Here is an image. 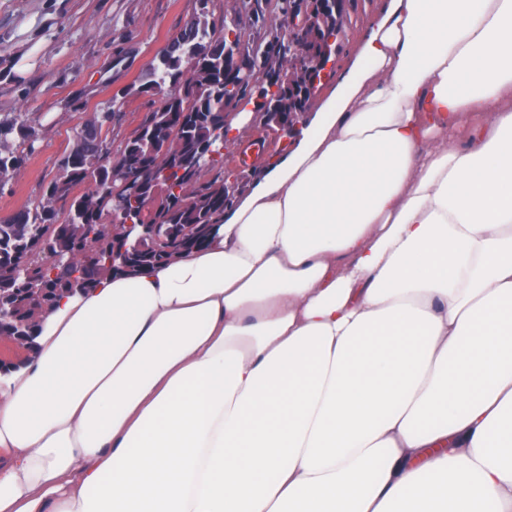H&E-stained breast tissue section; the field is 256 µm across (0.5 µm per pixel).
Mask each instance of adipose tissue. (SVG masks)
Instances as JSON below:
<instances>
[{
	"mask_svg": "<svg viewBox=\"0 0 512 512\" xmlns=\"http://www.w3.org/2000/svg\"><path fill=\"white\" fill-rule=\"evenodd\" d=\"M511 97L512 0H383L208 245L0 376V512H512Z\"/></svg>",
	"mask_w": 512,
	"mask_h": 512,
	"instance_id": "1",
	"label": "adipose tissue"
}]
</instances>
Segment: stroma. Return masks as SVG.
<instances>
[{
	"label": "stroma",
	"mask_w": 512,
	"mask_h": 512,
	"mask_svg": "<svg viewBox=\"0 0 512 512\" xmlns=\"http://www.w3.org/2000/svg\"><path fill=\"white\" fill-rule=\"evenodd\" d=\"M265 21L236 9V0H209L216 26L238 23L249 39L269 40L274 0H260ZM199 0H0V122L29 115L34 130L31 150L23 154L19 174L0 187V218L40 202L72 143L74 127L88 113L113 110L109 127L113 152L148 112L160 104L151 96L122 97L139 82L172 35L196 13ZM381 8V0H347L344 23L336 40L335 61L313 97L319 107L329 90L357 56L364 34ZM131 50L125 68L112 65L115 55ZM250 142L264 148L253 162L245 185L282 139L254 128L232 140L224 154L225 169L238 165V154Z\"/></svg>",
	"instance_id": "1"
}]
</instances>
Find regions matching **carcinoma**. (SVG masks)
<instances>
[{
	"instance_id": "carcinoma-1",
	"label": "carcinoma",
	"mask_w": 512,
	"mask_h": 512,
	"mask_svg": "<svg viewBox=\"0 0 512 512\" xmlns=\"http://www.w3.org/2000/svg\"><path fill=\"white\" fill-rule=\"evenodd\" d=\"M208 0L180 31L177 44L164 49L146 70L138 86L124 91L157 96L160 106L146 115L129 136L119 156H112V143L102 136L104 148L95 140L80 138L74 131L66 161L48 184L43 200L24 207L0 221V286L25 288L31 281L43 283L51 268L42 251L54 240L59 218L79 228L84 224H110L112 215L134 224H189L204 241L209 224H216L234 194L224 193V175L219 172L202 180L204 168L224 164V143L215 129L224 124V106L253 105L259 112L271 108L259 102L262 91L274 85L288 111L287 53L275 43L266 48L269 68L262 85L228 86L225 67L250 64L252 44L244 43L241 58L224 59V29L210 20ZM16 138H10L11 134ZM32 127L17 118L0 124V175L10 178L22 165L23 153L32 147ZM194 159L191 166L178 161ZM150 172L142 194L125 185L124 167ZM85 191L76 192L79 187ZM99 256L97 274L112 273V235L98 230L94 239Z\"/></svg>"
}]
</instances>
